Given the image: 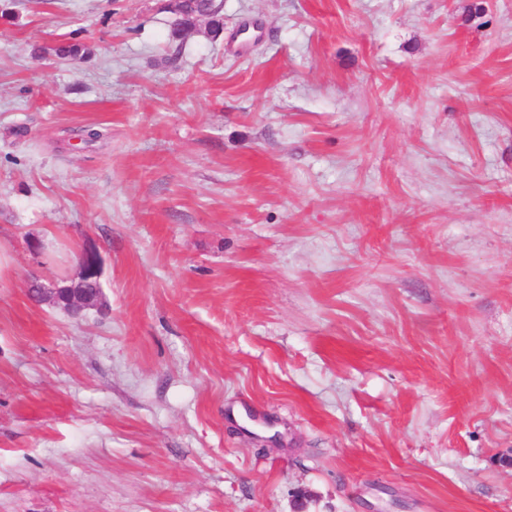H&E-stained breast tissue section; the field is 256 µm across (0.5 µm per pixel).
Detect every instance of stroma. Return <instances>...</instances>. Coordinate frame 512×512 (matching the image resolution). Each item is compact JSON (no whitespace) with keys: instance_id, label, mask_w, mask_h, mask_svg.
I'll use <instances>...</instances> for the list:
<instances>
[{"instance_id":"35a3bbf8","label":"stroma","mask_w":512,"mask_h":512,"mask_svg":"<svg viewBox=\"0 0 512 512\" xmlns=\"http://www.w3.org/2000/svg\"><path fill=\"white\" fill-rule=\"evenodd\" d=\"M221 3L0 0V512H512V0Z\"/></svg>"}]
</instances>
